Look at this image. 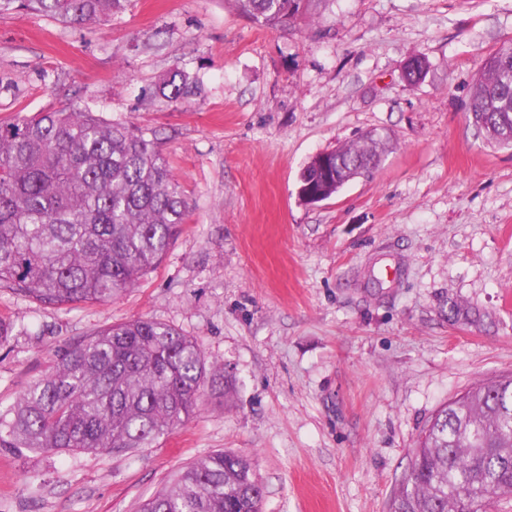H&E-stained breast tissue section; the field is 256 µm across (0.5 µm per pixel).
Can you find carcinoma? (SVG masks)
<instances>
[{
	"label": "carcinoma",
	"instance_id": "obj_1",
	"mask_svg": "<svg viewBox=\"0 0 512 512\" xmlns=\"http://www.w3.org/2000/svg\"><path fill=\"white\" fill-rule=\"evenodd\" d=\"M127 0H0V12L62 22L105 20ZM259 26L299 17L310 0H234ZM160 94H188L178 70ZM469 119L512 147V46L482 64ZM372 135L319 153L299 176L303 201L328 199L376 169ZM187 214L155 139L132 124L65 107L0 122V288L41 304H105L161 262ZM224 375L196 339L145 318L108 325L61 349L54 366L0 410V448L128 451L183 426ZM389 512H463V496L491 512L512 502V376L475 384L419 436ZM252 460L219 451L180 468L138 512H263Z\"/></svg>",
	"mask_w": 512,
	"mask_h": 512
}]
</instances>
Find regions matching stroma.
<instances>
[{"instance_id":"1","label":"stroma","mask_w":512,"mask_h":512,"mask_svg":"<svg viewBox=\"0 0 512 512\" xmlns=\"http://www.w3.org/2000/svg\"><path fill=\"white\" fill-rule=\"evenodd\" d=\"M508 45L512 0H320L268 27L233 0H129L85 24L0 13V121L68 104L133 124L188 204L158 267L107 304L0 288L18 328L0 406L60 348L138 317L195 338L227 385L150 448H0V512H137L220 450L254 460L265 512H388L436 411L512 374V148L468 118ZM175 68L190 92L172 103L154 89ZM367 131L378 168L300 201L305 163ZM452 300L479 319L449 320Z\"/></svg>"}]
</instances>
